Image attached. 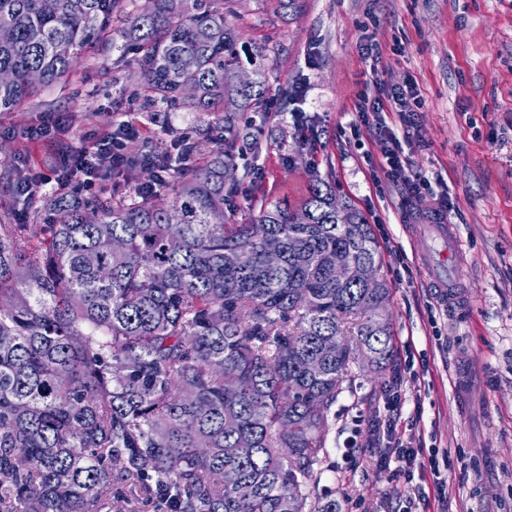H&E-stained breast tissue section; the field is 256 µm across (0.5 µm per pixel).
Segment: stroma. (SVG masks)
Returning a JSON list of instances; mask_svg holds the SVG:
<instances>
[{
	"instance_id": "obj_1",
	"label": "stroma",
	"mask_w": 512,
	"mask_h": 512,
	"mask_svg": "<svg viewBox=\"0 0 512 512\" xmlns=\"http://www.w3.org/2000/svg\"><path fill=\"white\" fill-rule=\"evenodd\" d=\"M224 16L247 47L262 49L273 88L264 114L240 115L264 131L236 143L229 223L249 222L271 200L300 204L320 175L366 217L390 288L395 369L352 367L329 413L328 455L307 484L308 506L330 495L340 512H399L405 490L370 446L398 376L403 415L417 419L423 446L448 451V512H512V0H224ZM370 38L384 46L375 66L360 49ZM134 70L132 58L95 45L59 83L0 112V212L23 208L15 187L27 175H53L87 133L125 120L156 148L172 149L179 136L222 141L214 116L136 99ZM375 70L414 85L422 100L414 125L395 132L414 172L448 184V221L463 240L448 259L464 286L460 306L435 300L417 246L415 224L436 208L433 195L404 205L401 186L370 167L383 139L366 127L352 134L353 104ZM301 85L303 100L277 94ZM48 112L67 118L53 141L19 138Z\"/></svg>"
}]
</instances>
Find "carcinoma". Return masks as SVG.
Masks as SVG:
<instances>
[{"mask_svg": "<svg viewBox=\"0 0 512 512\" xmlns=\"http://www.w3.org/2000/svg\"><path fill=\"white\" fill-rule=\"evenodd\" d=\"M128 2L0 0V112L105 43L137 51L151 101L218 112L227 137L168 194L0 214V512H102L116 478L124 512H305L351 364L392 363L387 282L336 279L378 267L376 239L322 178L298 207L227 223L238 116L269 93L261 51H239L224 0Z\"/></svg>", "mask_w": 512, "mask_h": 512, "instance_id": "carcinoma-1", "label": "carcinoma"}]
</instances>
